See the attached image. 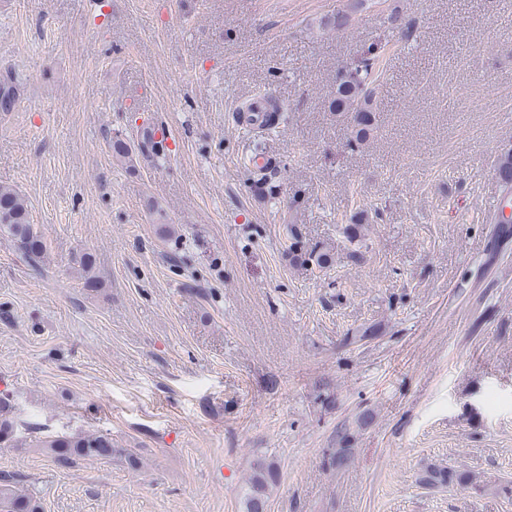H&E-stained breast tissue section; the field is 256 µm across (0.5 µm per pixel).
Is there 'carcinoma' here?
I'll return each instance as SVG.
<instances>
[{"mask_svg": "<svg viewBox=\"0 0 512 512\" xmlns=\"http://www.w3.org/2000/svg\"><path fill=\"white\" fill-rule=\"evenodd\" d=\"M362 2L363 0H351L348 9L322 17L320 26L336 32L347 30L352 24V13ZM379 68V55L371 47L336 72V97L333 106L340 116L349 119L354 125V134L347 143V147L352 150L365 143L377 124L380 108ZM22 92V84L13 72L4 71L0 75V112L13 111ZM281 112L282 109L277 106L271 112L257 113L258 136L261 137L276 127ZM149 146H154L150 139L142 141L136 150L120 139L110 143L113 157L131 167L136 163L139 154ZM495 174L501 182L504 194L512 197V147L502 149ZM0 233L16 243L21 253L31 262H45L47 246L42 231L31 220L28 202L17 189L6 184L0 185ZM288 257L296 263L313 262L320 267L328 263L326 253L314 249L300 252L293 245L288 248ZM79 264L84 287L91 290L99 288L93 272L95 259L92 255H82ZM0 444L18 446L10 400L6 397L0 398ZM39 450L66 468L80 461L108 460L117 452L112 443V435L103 431H75L47 436L39 441ZM273 479L271 465L258 463L254 466L246 481V512H264ZM474 481L476 477L467 472L450 470L433 462L426 464L418 477L420 484L431 488L466 486ZM0 512H42V506L28 492L22 481L5 475L0 478Z\"/></svg>", "mask_w": 512, "mask_h": 512, "instance_id": "cac0c4a2", "label": "carcinoma"}]
</instances>
